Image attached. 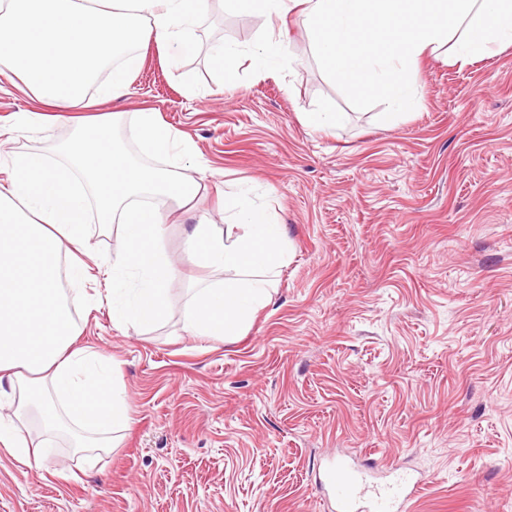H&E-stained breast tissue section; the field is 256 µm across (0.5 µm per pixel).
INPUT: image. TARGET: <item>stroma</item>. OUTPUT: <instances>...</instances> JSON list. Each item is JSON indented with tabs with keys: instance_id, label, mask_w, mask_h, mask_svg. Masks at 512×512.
<instances>
[{
	"instance_id": "obj_1",
	"label": "stroma",
	"mask_w": 512,
	"mask_h": 512,
	"mask_svg": "<svg viewBox=\"0 0 512 512\" xmlns=\"http://www.w3.org/2000/svg\"><path fill=\"white\" fill-rule=\"evenodd\" d=\"M264 15L215 10L203 46L247 45ZM280 76L149 47L113 114L116 140L163 166L133 134L142 110L194 144L207 166L195 201L223 227L219 190L240 181L284 224L292 259L271 303L231 341L183 328L204 278L185 257L184 213L161 246L175 263L169 313L149 328L80 309L79 346L114 359L130 401L117 448L75 455L33 430L74 472L38 475L0 447V512H324L319 476L344 456L382 459L424 484L408 512H512V46L464 65L431 56L410 75L422 107L386 122L379 96L332 79L296 16ZM0 74V153L60 161L72 120L15 122L37 104ZM346 113L334 133L301 113Z\"/></svg>"
}]
</instances>
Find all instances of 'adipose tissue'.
Here are the masks:
<instances>
[{"instance_id":"ef3b65f1","label":"adipose tissue","mask_w":512,"mask_h":512,"mask_svg":"<svg viewBox=\"0 0 512 512\" xmlns=\"http://www.w3.org/2000/svg\"><path fill=\"white\" fill-rule=\"evenodd\" d=\"M212 0H0V73L10 71L41 106L21 122L37 129L55 112H71L125 96L148 45L170 62L197 52L195 29ZM268 19L267 35L242 48L213 45L209 60L233 74L238 60L261 75L292 64L278 36L298 12L329 76L357 95L384 96L394 110L420 109L407 80L420 57L457 35L456 58L468 62L512 45V0H225ZM152 152L172 157L168 168L140 164L106 125L89 121L63 147L65 162L38 152L11 156L0 182V446L28 469H47V455L23 435L32 421L71 435L85 453L111 450L129 423L128 401L112 380L109 358L78 346L73 312L107 300L115 325L143 326L167 309L173 264L161 252L166 216L154 198L184 206L201 185L203 165L188 140L156 113L131 116ZM228 222L215 229L199 217L186 232L185 255L214 279L192 286L183 313L199 336H239L275 290L272 271L291 259L284 225L246 204L224 200ZM116 228L119 254L87 249V226ZM112 280L107 296L69 295L63 280L85 281L90 266Z\"/></svg>"}]
</instances>
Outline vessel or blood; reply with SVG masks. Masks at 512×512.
Here are the masks:
<instances>
[{
    "label": "vessel or blood",
    "instance_id": "1",
    "mask_svg": "<svg viewBox=\"0 0 512 512\" xmlns=\"http://www.w3.org/2000/svg\"><path fill=\"white\" fill-rule=\"evenodd\" d=\"M379 470L393 475V482L380 488L372 486L362 470L346 460H336L326 472L327 503L333 504L335 512H404L416 496L420 480L400 474L394 463L381 464Z\"/></svg>",
    "mask_w": 512,
    "mask_h": 512
}]
</instances>
